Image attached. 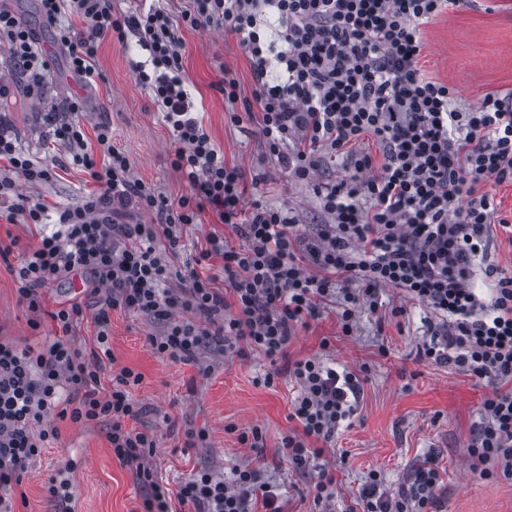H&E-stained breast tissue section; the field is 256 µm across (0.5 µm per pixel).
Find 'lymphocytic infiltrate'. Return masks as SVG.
I'll return each instance as SVG.
<instances>
[{
	"instance_id": "obj_1",
	"label": "lymphocytic infiltrate",
	"mask_w": 512,
	"mask_h": 512,
	"mask_svg": "<svg viewBox=\"0 0 512 512\" xmlns=\"http://www.w3.org/2000/svg\"><path fill=\"white\" fill-rule=\"evenodd\" d=\"M191 2L184 15L190 25L224 27L248 54L254 100L233 121L258 119L269 155L298 181L313 184L326 222L304 235L291 208L257 202L244 208V173L225 162L188 96L179 26L164 9L118 17L111 0H41L81 77L94 76L102 35L137 34L151 66L135 74L162 110L173 135L171 164L190 193L173 202L135 177L106 123L96 135L105 160L96 163L85 147L80 101L44 113L54 141L98 188L60 211L58 230L25 251L16 272L18 299L31 327H39L44 290L63 275L83 274L94 300L97 348L84 351L75 338L84 317L78 302L52 312L57 334L39 348L0 339V490L21 486L27 462L58 440L57 424L68 420L104 426L113 456L144 491L142 512H172L175 498L195 512H283L274 485L250 465L235 466L229 483L201 470L177 492L164 488L149 463L157 435L131 426L143 412L132 395L143 375L126 366L106 369L110 314L120 308L160 322L161 333L148 343L162 357L194 360L218 331L225 351L242 358L256 352L274 363L286 356L295 326L317 317L322 304H338L347 334L360 313L378 310V291L386 286L429 309L426 360L492 381L468 448L470 467L496 463L512 472V276L477 265L495 222L486 186L512 183V92L485 94L477 106L462 109L452 89L419 65L423 25L462 0ZM65 14L80 18L83 28L60 24ZM271 14L280 28L269 35ZM0 44L27 92L41 93L48 63L34 47L35 34L1 6ZM7 127L1 113L0 161L27 183L50 182L54 163L26 156ZM368 138L378 152L362 148ZM336 159L339 179L317 184L321 168ZM207 209L241 243L210 236L194 267L178 270L171 258L181 227ZM142 212L153 214V222L134 221ZM215 258L228 289L196 271ZM479 269L490 280L485 295L472 286ZM289 373L300 388L290 417L301 429L281 444L296 471L314 468V500L327 505L336 477L319 461L321 446L353 415L363 380L318 356L294 362ZM440 487L431 458L394 495L380 473L370 471L359 501L362 512H432Z\"/></svg>"
}]
</instances>
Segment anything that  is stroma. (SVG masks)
<instances>
[{"label": "stroma", "mask_w": 512, "mask_h": 512, "mask_svg": "<svg viewBox=\"0 0 512 512\" xmlns=\"http://www.w3.org/2000/svg\"><path fill=\"white\" fill-rule=\"evenodd\" d=\"M5 5L34 31L36 47L48 60L49 70L43 97L30 95L14 81L0 47V82L10 87L0 97V113H6L9 133L26 154L57 164L50 182L31 185L17 180L18 194L62 210L79 205L94 190L92 179L73 165L64 147L52 141L40 118L70 97L84 104L79 118L89 149L97 147V125L110 123L112 143L126 154L136 177L155 185L172 201L189 194L187 180L171 166V131L149 90L135 76V63L147 59L136 38L120 41L105 36L97 53L102 75L85 81L70 71L55 27L43 18L40 0H5ZM159 5L181 23L186 87L204 126L223 149L225 162L244 170L245 205L258 201L291 207L300 216L301 233H314L324 217L312 186L296 181L267 155L256 124L238 125L230 119L254 89L250 62L238 37L221 27L182 24L187 0H159ZM419 64L428 77L454 90L460 108L476 106L491 91H512V0H468L440 13L424 28ZM228 74L238 83L240 100L235 104L219 90ZM8 206L0 199V240L16 237L20 248L0 259V338L24 348L55 334L51 311L73 301L86 302L87 296L81 276L67 275L45 290L47 315L39 329L30 328L28 312L18 301L13 270L21 247L32 240V229L8 221ZM213 234L232 242L237 239L208 211L198 223L184 225L176 265L192 262ZM380 302L377 313L360 315L348 336L341 331L334 304H327L318 318L296 327L286 358L275 364L257 354L241 359L210 348L201 350L193 362L161 358L148 345L159 325L141 314L113 310L110 348L116 366L143 375L133 396L147 411L134 426L155 429L160 437L151 460L159 481L173 490L199 470L224 478L232 466L246 462L261 468L275 485L285 512H318L307 476L289 465L281 439L298 427L289 414L299 389L287 366L320 354V342L326 338L337 368L368 369L356 414L323 455L336 467L332 512L355 507L369 471L379 470L385 489L394 493L430 457L437 459L443 479L437 512H512V475L495 464L491 476H482L472 471L468 455L491 383L423 358L427 311L422 305L403 300L399 290L390 287L381 289ZM397 306L404 312L396 317L392 310ZM270 371L277 377L267 387L262 379ZM58 427L59 440L28 465L23 480L26 501L16 505L15 512H57L46 486L53 475L70 481L74 512H141V490L130 468L113 457L104 429L66 420ZM252 427L261 429L262 447L239 444V432ZM201 428L209 434L207 444L186 447L188 431Z\"/></svg>", "instance_id": "35a3bbf8"}]
</instances>
